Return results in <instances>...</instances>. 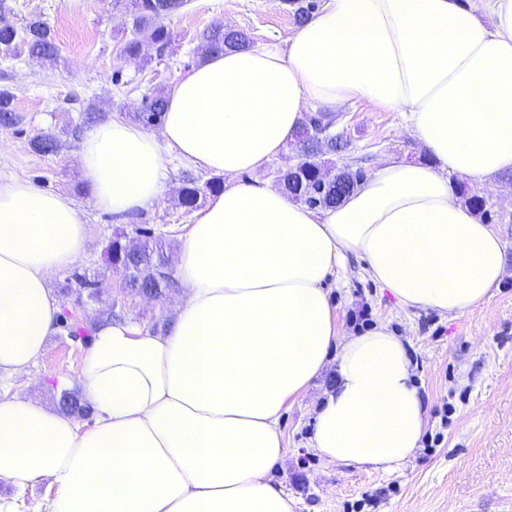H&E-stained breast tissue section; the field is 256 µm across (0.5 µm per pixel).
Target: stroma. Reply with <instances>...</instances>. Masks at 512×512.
<instances>
[{
	"instance_id": "35a3bbf8",
	"label": "stroma",
	"mask_w": 512,
	"mask_h": 512,
	"mask_svg": "<svg viewBox=\"0 0 512 512\" xmlns=\"http://www.w3.org/2000/svg\"><path fill=\"white\" fill-rule=\"evenodd\" d=\"M1 18L19 30L31 20L43 21L58 52L50 60L0 53V89L13 93L23 117L18 127L0 129L5 143L0 179L20 178L38 190L67 195L94 233L91 250L74 271L51 281L59 311L43 356L28 374L0 385L1 397L33 399L55 409L63 390L80 388L89 349L87 340L70 337V327L92 326L109 308L115 321L161 333L180 297L176 287L156 299L122 293L120 277L107 259L110 241L118 236L134 241L139 230L149 229L162 238L167 253H174L197 217L179 205L177 190L187 179L202 184L211 178L170 158L168 187L155 205L116 219L93 206L79 167L80 141L72 129L90 112L105 120L129 117L145 95L166 89L179 73L200 63L198 36L213 25L228 23L257 45L287 39L296 24L286 0H188L165 20L171 41L164 52L149 46L128 59L120 49L132 36L133 15L115 0H0ZM41 132L57 138L55 154L31 148V139ZM329 133L347 143L335 157L337 165L359 167L367 175L385 158H426L404 132L397 113L364 103L334 113ZM468 189L492 211L507 261L505 277L472 314L454 317L403 307L353 256L339 278L328 280V299L342 335L384 323L403 339L427 404L428 423L420 448L394 471L325 461L308 448L318 403L333 384L331 374L318 378L282 417L290 459L286 469L273 475L299 499L298 512H512V173L485 186L469 183ZM76 272L98 280L99 293L92 296L79 288L72 278ZM364 308L370 313L365 324L357 319Z\"/></svg>"
}]
</instances>
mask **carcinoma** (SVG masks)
I'll return each mask as SVG.
<instances>
[{
  "mask_svg": "<svg viewBox=\"0 0 512 512\" xmlns=\"http://www.w3.org/2000/svg\"><path fill=\"white\" fill-rule=\"evenodd\" d=\"M186 0H131L134 19L133 37L128 39L121 49V55L134 58L140 55L146 43L163 51L170 42V31L164 23L172 13L185 5ZM296 6L293 12L294 21L301 25L306 22L315 10L313 0H289ZM201 55L222 52L226 48H240L247 44L245 33L235 30L224 31L219 27L203 31L199 36ZM27 48L31 57L41 59L53 58L57 45L50 28L39 20H34L22 32L10 27L0 26V51L5 54L15 52L17 46ZM166 112L164 94L158 92L145 98L139 110L133 113L135 121L145 124L162 122ZM21 117L14 107V95L7 89L0 90V127L13 128L19 124ZM34 151L41 154H52L57 149L56 138L48 133L36 135L31 140ZM347 144L336 137L323 139L317 137L303 144H297L299 164L279 175V184L288 197L301 202L312 209L330 207L337 204L346 194L350 193L363 180L362 171L342 166L331 170L318 157L326 153L346 150ZM460 193L480 213L484 221L493 220V215L486 208V201L477 195H468L466 185L459 184ZM223 185L216 179L199 185L189 179L179 190V204L187 209L197 207L201 196L206 193H218ZM108 258L113 268L121 270L125 288L134 295L161 296L172 287L173 280L168 272V258L165 244L153 236L145 237L138 249L129 251L120 238L113 239L108 246ZM60 405L70 415H84L86 407L81 404L79 395L64 390L61 393Z\"/></svg>",
  "mask_w": 512,
  "mask_h": 512,
  "instance_id": "obj_1",
  "label": "carcinoma"
}]
</instances>
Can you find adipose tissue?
I'll use <instances>...</instances> for the list:
<instances>
[{
	"label": "adipose tissue",
	"mask_w": 512,
	"mask_h": 512,
	"mask_svg": "<svg viewBox=\"0 0 512 512\" xmlns=\"http://www.w3.org/2000/svg\"><path fill=\"white\" fill-rule=\"evenodd\" d=\"M158 131L114 118L80 164L98 210L148 209L174 153L230 177L181 239L166 332L98 323L82 374L96 421L0 398V480L45 481V512H297L273 478L287 403L334 385L310 449L385 471L419 448L427 411L386 325L342 335L325 290L346 254L400 304L465 316L505 275L504 245L456 195L512 171V0H327L286 43L228 50L172 81ZM400 113L428 159L380 160L313 210L257 179L309 109ZM69 197L0 181V381L25 375L54 330L52 277L90 250Z\"/></svg>",
	"instance_id": "ef3b65f1"
}]
</instances>
